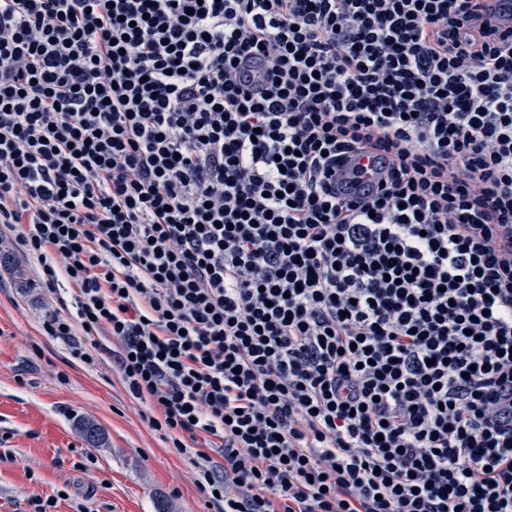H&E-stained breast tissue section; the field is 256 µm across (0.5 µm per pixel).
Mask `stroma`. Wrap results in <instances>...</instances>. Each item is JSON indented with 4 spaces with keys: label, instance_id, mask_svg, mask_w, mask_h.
<instances>
[{
    "label": "stroma",
    "instance_id": "35a3bbf8",
    "mask_svg": "<svg viewBox=\"0 0 512 512\" xmlns=\"http://www.w3.org/2000/svg\"><path fill=\"white\" fill-rule=\"evenodd\" d=\"M21 271L0 276V512L61 490L56 512L86 499L95 512H216L193 482L190 455L142 422L112 370V339L101 338L96 364L75 360L69 341L42 332L47 293L34 264ZM85 422L101 445L79 435Z\"/></svg>",
    "mask_w": 512,
    "mask_h": 512
}]
</instances>
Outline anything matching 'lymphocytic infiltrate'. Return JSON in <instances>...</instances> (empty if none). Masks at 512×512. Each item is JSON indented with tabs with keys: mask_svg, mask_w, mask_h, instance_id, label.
<instances>
[{
	"mask_svg": "<svg viewBox=\"0 0 512 512\" xmlns=\"http://www.w3.org/2000/svg\"><path fill=\"white\" fill-rule=\"evenodd\" d=\"M0 227L218 512H512V26L477 0H0Z\"/></svg>",
	"mask_w": 512,
	"mask_h": 512,
	"instance_id": "obj_1",
	"label": "lymphocytic infiltrate"
}]
</instances>
